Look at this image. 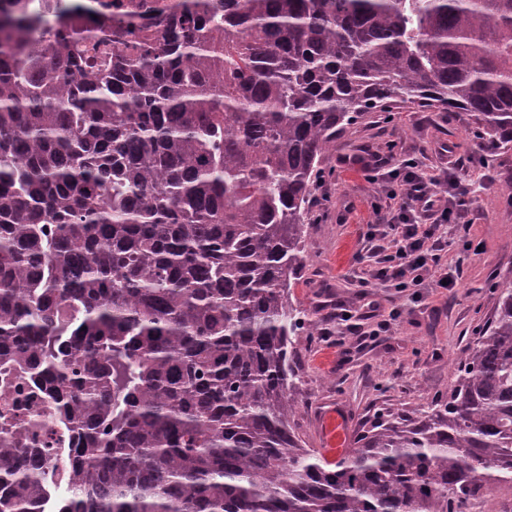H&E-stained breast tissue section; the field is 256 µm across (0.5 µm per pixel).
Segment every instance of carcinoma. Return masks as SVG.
<instances>
[{"label":"carcinoma","mask_w":512,"mask_h":512,"mask_svg":"<svg viewBox=\"0 0 512 512\" xmlns=\"http://www.w3.org/2000/svg\"><path fill=\"white\" fill-rule=\"evenodd\" d=\"M0 0V512H467L512 483V280L457 384L334 463L290 288L343 131L397 103L512 148V0ZM37 395L26 386L22 392H17L15 389H2L0 383V422L8 419L17 430H31L27 429L29 419L41 411Z\"/></svg>","instance_id":"carcinoma-1"}]
</instances>
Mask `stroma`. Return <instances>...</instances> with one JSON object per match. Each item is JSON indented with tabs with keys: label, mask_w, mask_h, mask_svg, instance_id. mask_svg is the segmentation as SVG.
Wrapping results in <instances>:
<instances>
[{
	"label": "stroma",
	"mask_w": 512,
	"mask_h": 512,
	"mask_svg": "<svg viewBox=\"0 0 512 512\" xmlns=\"http://www.w3.org/2000/svg\"><path fill=\"white\" fill-rule=\"evenodd\" d=\"M478 131L470 112L396 105L348 127L326 158L292 288L318 320L297 346L295 424L308 447L324 446L331 420L350 440L376 417L425 411L453 387L454 359L473 346L498 282L512 275V149L488 153ZM410 167L438 177L441 201L452 182L471 200L469 229L450 226L441 258L455 288L401 293L374 278L380 256L367 227L395 216L392 177Z\"/></svg>",
	"instance_id": "obj_1"
}]
</instances>
